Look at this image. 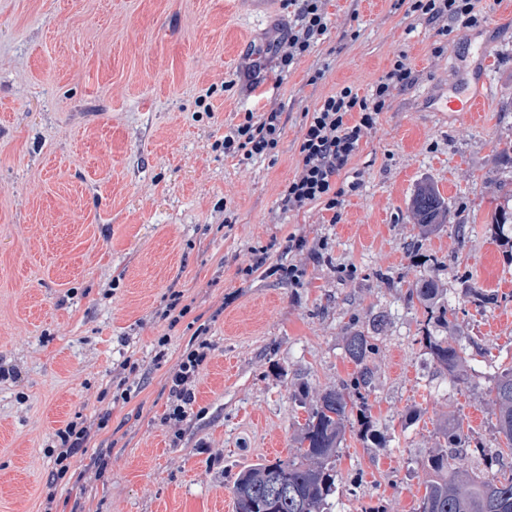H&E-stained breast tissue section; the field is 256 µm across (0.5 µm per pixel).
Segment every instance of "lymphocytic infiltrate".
Instances as JSON below:
<instances>
[{"label": "lymphocytic infiltrate", "mask_w": 512, "mask_h": 512, "mask_svg": "<svg viewBox=\"0 0 512 512\" xmlns=\"http://www.w3.org/2000/svg\"><path fill=\"white\" fill-rule=\"evenodd\" d=\"M327 21L319 0H305L297 30L288 36V51L281 57L283 65H291L306 53L311 41L324 34ZM412 70L404 60H396L392 68L374 84L370 96L362 97L351 87L325 96L313 111L305 112L299 147L298 171L283 187L279 207L285 212H298L312 204L326 211L339 212L348 193L356 191L358 182L342 183L339 177L359 148L365 130L371 129L394 89L408 86ZM282 134L280 114L276 111L245 113L242 121L224 137V150L254 160L274 153ZM208 341H198L184 352L167 373L170 405L167 421L179 423L195 400L200 369L210 354ZM107 425L100 416L87 422L70 421L54 433L49 449L54 459L55 480L65 479L74 457L94 447L99 432Z\"/></svg>", "instance_id": "obj_1"}]
</instances>
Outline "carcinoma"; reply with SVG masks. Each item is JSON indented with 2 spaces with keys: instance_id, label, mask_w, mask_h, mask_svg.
Instances as JSON below:
<instances>
[{
  "instance_id": "1",
  "label": "carcinoma",
  "mask_w": 512,
  "mask_h": 512,
  "mask_svg": "<svg viewBox=\"0 0 512 512\" xmlns=\"http://www.w3.org/2000/svg\"><path fill=\"white\" fill-rule=\"evenodd\" d=\"M412 209L419 223L437 224L445 212L444 201L432 187L421 188ZM444 291L427 278H419L406 292L409 303H418L428 318L451 323L454 309ZM426 348L438 369L454 384L466 382L463 368L467 347L476 344L468 336H425ZM345 355L355 365L352 377L324 389L308 412L296 453L274 463H255L235 477L232 493L237 512H331L328 499L336 488V457L346 425L358 409L362 438L374 436V421L366 396L375 390L377 371L372 358L376 337L355 330L345 337ZM490 404L495 429L504 447L496 455L498 468L478 470L468 463L475 450L460 424L439 428L442 441L421 461L428 474L418 512H512V366L493 378Z\"/></svg>"
}]
</instances>
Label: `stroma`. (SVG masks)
Listing matches in <instances>:
<instances>
[{
    "mask_svg": "<svg viewBox=\"0 0 512 512\" xmlns=\"http://www.w3.org/2000/svg\"><path fill=\"white\" fill-rule=\"evenodd\" d=\"M320 5L327 32L283 71L300 10L283 0L263 13L237 0H0V369L13 372L0 380V512H42L55 430L104 412L102 474L75 458L85 480L53 483L57 512H235L236 474L293 456L318 394L351 378L357 329L377 338V435L347 426L332 512H417L441 423L462 422L495 456L488 391L512 365V240L495 227L512 211V0H481L469 24L409 0ZM484 43L482 121L436 111ZM401 57L412 82L341 173L359 188L339 218L319 204L282 212L305 112L345 86L369 94ZM248 109L279 111L283 132L247 161L223 141ZM425 185L446 223L413 214ZM292 236L303 250L289 251ZM282 263L299 282L274 274ZM421 276L459 306L434 335L485 349L468 385L425 347L424 311L405 299ZM467 283L496 302L464 297ZM173 290L192 304L174 326L161 316ZM201 332L210 357L174 426L165 374ZM129 355L140 370L121 399L112 377Z\"/></svg>",
    "mask_w": 512,
    "mask_h": 512,
    "instance_id": "1",
    "label": "stroma"
}]
</instances>
